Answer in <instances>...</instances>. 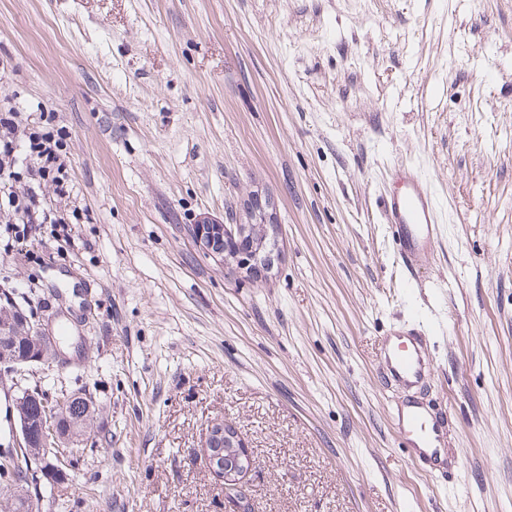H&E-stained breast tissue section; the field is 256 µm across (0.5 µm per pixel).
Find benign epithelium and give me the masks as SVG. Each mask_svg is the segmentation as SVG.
<instances>
[{
	"mask_svg": "<svg viewBox=\"0 0 512 512\" xmlns=\"http://www.w3.org/2000/svg\"><path fill=\"white\" fill-rule=\"evenodd\" d=\"M188 235L194 245L206 256L224 266V273L236 280L250 282L268 281L282 261V227L279 224H238L233 213L226 215V222L201 217L189 225ZM25 337L35 352L32 361L49 365L55 362L58 345L53 337L34 328L15 315L0 316V340L8 337ZM29 394L14 400L17 426L28 452L44 456L47 471L58 469L55 461L68 457L80 444L84 421L65 428L59 426L50 411L38 418L26 416ZM203 456L206 465L220 481L224 499L238 505L243 512L247 496L244 481L255 466L245 443L234 426L216 421L210 426Z\"/></svg>",
	"mask_w": 512,
	"mask_h": 512,
	"instance_id": "1",
	"label": "benign epithelium"
}]
</instances>
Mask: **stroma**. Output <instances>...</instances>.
<instances>
[{
	"label": "stroma",
	"instance_id": "35a3bbf8",
	"mask_svg": "<svg viewBox=\"0 0 512 512\" xmlns=\"http://www.w3.org/2000/svg\"><path fill=\"white\" fill-rule=\"evenodd\" d=\"M56 111L69 192L15 239L0 294L69 345L0 375L84 387L97 447L39 512H234L210 425L256 464L252 512H512V0H0V102ZM427 180L442 235L402 265L380 199ZM271 197L285 255L242 284L186 225ZM423 324L447 475L395 432L384 336Z\"/></svg>",
	"mask_w": 512,
	"mask_h": 512
}]
</instances>
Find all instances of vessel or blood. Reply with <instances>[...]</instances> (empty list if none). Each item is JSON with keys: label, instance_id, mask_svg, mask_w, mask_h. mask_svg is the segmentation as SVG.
<instances>
[{"label": "vessel or blood", "instance_id": "vessel-or-blood-1", "mask_svg": "<svg viewBox=\"0 0 512 512\" xmlns=\"http://www.w3.org/2000/svg\"><path fill=\"white\" fill-rule=\"evenodd\" d=\"M396 191L383 201V212L390 224L399 256L405 263L431 252L440 233L436 200L426 180L408 165L393 172ZM383 362L387 375L403 390L419 386L431 373L423 330L413 328L385 337ZM400 436L411 454L428 462L431 469L444 465L442 432L430 423L421 405L404 401L396 410Z\"/></svg>", "mask_w": 512, "mask_h": 512}]
</instances>
